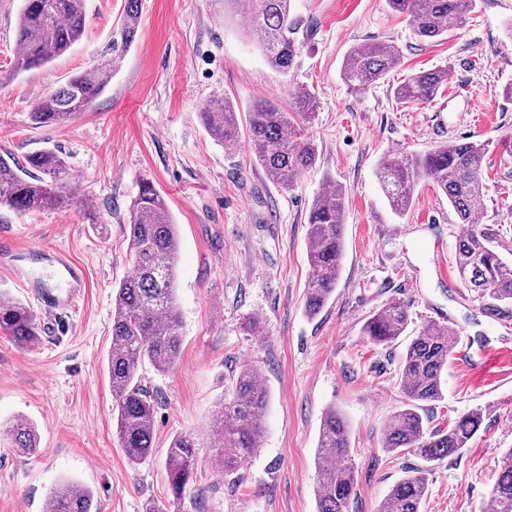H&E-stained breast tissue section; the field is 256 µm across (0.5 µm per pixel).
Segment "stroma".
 Returning a JSON list of instances; mask_svg holds the SVG:
<instances>
[{"label":"stroma","mask_w":512,"mask_h":512,"mask_svg":"<svg viewBox=\"0 0 512 512\" xmlns=\"http://www.w3.org/2000/svg\"><path fill=\"white\" fill-rule=\"evenodd\" d=\"M85 32L45 67L14 75L20 0H0V154L63 152L76 205L18 213L0 207V239L20 251L65 255L86 286L64 310L46 312L36 286L54 291L45 260L0 253V292L29 305L39 345L18 347L0 331V423L25 419L39 437L30 456L0 440V512H43L60 481L86 486L97 512H316L315 453L321 419L347 420L359 475L350 512H377L405 468L381 448L387 419L403 406L404 343L385 348L362 333L387 303L405 305L407 336L435 321L454 331L441 401L425 408L448 425L481 410L479 433L460 454L434 463L422 512H486L504 451L512 448V305L491 310L461 280L459 226L447 197L421 182L405 215L392 211L377 178L386 156L466 139L485 143L481 219L512 259V0H478L462 26L422 39L387 0H292L299 51L288 73L271 69L249 43L245 14L218 0H140L139 32L112 51L126 0H84ZM396 44L401 63L384 80L352 92L341 70L354 46ZM108 64L112 80L91 108L62 126L30 120L36 101L74 74ZM444 69L429 103L402 104L409 75ZM294 90L318 102L307 135L318 160L284 190L267 179L247 145L225 149L198 112L228 97L240 113L255 98L284 104ZM347 190L342 272L321 313L303 312L308 277L307 216L324 178ZM165 199L178 226L177 310L183 345L166 373L139 369L157 395L155 451L131 466L112 416L107 370L113 297L133 262L130 205L142 182ZM91 198L87 216L80 198ZM259 327L249 333L248 320ZM253 366L269 393L266 433L234 474L216 458L211 419L231 395L236 372ZM195 436L199 454L180 501L168 493L172 437Z\"/></svg>","instance_id":"35a3bbf8"}]
</instances>
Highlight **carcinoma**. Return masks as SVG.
<instances>
[{"label":"carcinoma","mask_w":512,"mask_h":512,"mask_svg":"<svg viewBox=\"0 0 512 512\" xmlns=\"http://www.w3.org/2000/svg\"><path fill=\"white\" fill-rule=\"evenodd\" d=\"M292 0H224L234 11L249 14L247 37L255 42L267 64L284 74L297 51ZM390 8L406 15L415 34L431 39L448 32L451 23L463 24L477 0H388ZM86 25L84 0H21L15 29L17 52L14 74L38 69L65 54L77 43ZM139 27V0H127L119 32L121 49L131 46ZM401 50L393 43L355 46L342 65V78L361 92L396 68ZM112 78L106 64L72 76L65 85L39 99L30 112L36 125H60L88 110ZM448 78L446 70L420 71L398 85L395 96L403 104L431 101ZM315 101L300 92L288 109L259 98L248 113L241 132L239 113L227 99L206 103L200 119L207 133L225 148L239 146L241 138L267 177L284 189L317 161L315 145L303 133L311 121ZM487 145L450 141L424 154H399L384 159L378 179L389 205L399 215L412 206L420 180L431 181L448 197L460 232L456 248L459 276L476 297L512 303V261L494 245L488 229L477 224L483 211L486 187L482 164ZM71 168L57 149H43L18 159L0 155V206L19 213L65 208L74 203L70 192ZM310 207L306 238L309 274L305 314L316 317L336 290L344 253L347 190L335 180L325 181ZM129 248L135 272L117 288L112 309V340L108 374L112 384V411L128 461L144 463L151 455L155 430V405L138 371L150 363L157 371L170 370L183 343L176 307L178 230L166 202L149 182L143 183L132 202ZM410 323L407 309L391 302L363 325V333L378 345L390 347ZM0 329L20 346L41 342V324L30 307L0 298ZM453 332L437 322H425L407 344L400 363L404 407L384 425L381 448L388 454H413L425 462L413 467L389 490L378 512H421L428 496L430 464L454 456L467 447L482 425L478 411L459 416L446 427H429L421 411L426 403L443 397L444 373L452 354ZM269 393L255 370L244 366L234 378L232 397L212 416L214 447L224 472L232 474L251 457L265 433L264 412ZM31 455L37 436L28 421L0 425V436ZM197 443L189 434L172 437L166 454V471L173 500H179L196 464ZM317 512H349L358 487V474L350 455L349 429L342 415L328 409L321 422L315 457ZM493 512H512V448L501 460V472L491 493ZM45 512H93V496L83 485L66 481L50 493Z\"/></svg>","instance_id":"obj_1"}]
</instances>
